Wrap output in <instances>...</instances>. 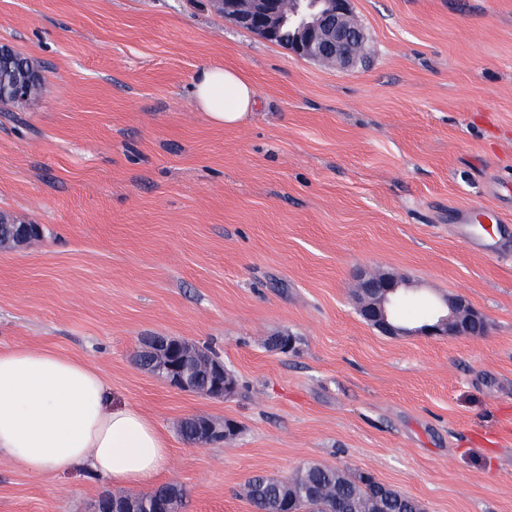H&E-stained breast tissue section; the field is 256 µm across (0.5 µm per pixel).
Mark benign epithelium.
<instances>
[{
	"label": "benign epithelium",
	"mask_w": 512,
	"mask_h": 512,
	"mask_svg": "<svg viewBox=\"0 0 512 512\" xmlns=\"http://www.w3.org/2000/svg\"><path fill=\"white\" fill-rule=\"evenodd\" d=\"M224 18L267 41L281 40L284 27L291 28L286 47L295 54L338 68L352 66L360 57L366 34L352 22L351 0H296L293 10L285 12L280 0H220ZM37 228L0 218V247H18L27 243ZM404 281L391 274H365L359 277L355 293L361 319L387 336H473L486 325L485 317L461 296L443 299L445 310H436L418 328L399 325L403 321L399 307L412 300ZM139 353L154 359V376L180 391L206 397H228L235 383L224 366L201 353L183 339L148 336ZM206 373L215 383L213 389L196 385L197 373ZM238 432L235 421L213 420L198 415L194 419L193 441L206 447L227 442Z\"/></svg>",
	"instance_id": "benign-epithelium-1"
}]
</instances>
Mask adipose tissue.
<instances>
[{"instance_id": "adipose-tissue-1", "label": "adipose tissue", "mask_w": 512, "mask_h": 512, "mask_svg": "<svg viewBox=\"0 0 512 512\" xmlns=\"http://www.w3.org/2000/svg\"><path fill=\"white\" fill-rule=\"evenodd\" d=\"M191 96L217 125L252 112L253 84L233 68L203 66ZM37 472L81 468L124 486H144L163 472L164 437L140 410L114 404L112 389L82 360L49 350L0 352V457Z\"/></svg>"}]
</instances>
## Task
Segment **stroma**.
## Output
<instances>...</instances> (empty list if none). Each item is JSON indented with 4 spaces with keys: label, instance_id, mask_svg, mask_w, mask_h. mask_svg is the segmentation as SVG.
<instances>
[{
    "label": "stroma",
    "instance_id": "1",
    "mask_svg": "<svg viewBox=\"0 0 512 512\" xmlns=\"http://www.w3.org/2000/svg\"><path fill=\"white\" fill-rule=\"evenodd\" d=\"M349 68L235 26L212 0H0V43L40 60L36 104L0 112V213L40 229L0 250V351L96 367L164 435L158 484L189 512H253L245 480L313 462L425 512H512V0H352ZM239 70L257 106L217 126L190 88ZM497 213L498 250L456 232ZM363 273L462 296L481 336H386ZM295 336L277 353L271 337ZM144 336L223 359L228 398L171 388ZM232 419L230 443L178 430ZM111 482L0 459V512H93Z\"/></svg>",
    "mask_w": 512,
    "mask_h": 512
}]
</instances>
